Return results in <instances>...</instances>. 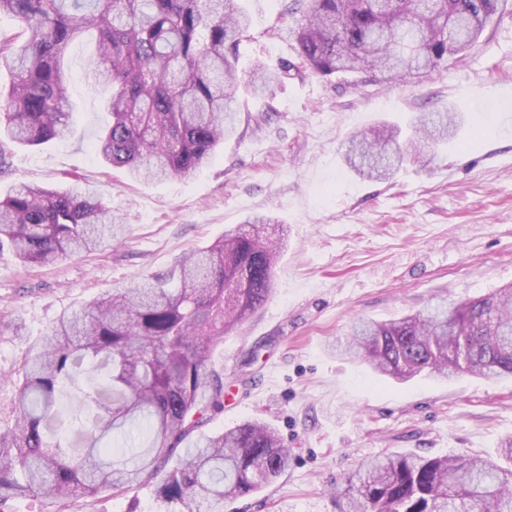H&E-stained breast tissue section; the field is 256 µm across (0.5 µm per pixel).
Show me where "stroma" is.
I'll return each instance as SVG.
<instances>
[{"label":"stroma","instance_id":"1","mask_svg":"<svg viewBox=\"0 0 512 512\" xmlns=\"http://www.w3.org/2000/svg\"><path fill=\"white\" fill-rule=\"evenodd\" d=\"M252 61L295 60L289 0H244ZM94 43L68 51L73 132L67 140L16 149L4 190L18 182L83 187L108 203L123 237L47 267L0 255V318L30 338L108 288H123L204 247L226 226L259 215L284 225L288 242L269 300L213 356L224 410L206 432L268 423L288 466L267 488L225 512H342L340 492L367 457L464 453L496 457L512 437V378L461 374L398 384L366 363L336 357L354 318L387 321L436 295L456 300L512 283V0L464 54L407 83L364 74L291 78L265 101L243 95L235 138L194 176L139 183L96 155L109 91L91 85ZM454 108L456 139L427 166L408 162L387 181L347 167L342 143L383 122L408 126L416 113ZM24 347L0 335V424ZM155 486L102 496L86 512H154Z\"/></svg>","mask_w":512,"mask_h":512}]
</instances>
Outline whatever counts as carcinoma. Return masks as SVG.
Segmentation results:
<instances>
[{
  "mask_svg": "<svg viewBox=\"0 0 512 512\" xmlns=\"http://www.w3.org/2000/svg\"><path fill=\"white\" fill-rule=\"evenodd\" d=\"M243 0H0L18 30L0 37V177L19 145L67 136L70 45L95 42L96 84L112 86L109 121L95 151L132 177L194 175L237 129L238 92L271 98L284 79L366 73L408 81L468 50L499 0H292L301 14L296 60L260 61L241 84L238 46L251 19ZM457 128L452 112H424L400 145L398 128L353 134L352 168L386 179L425 158ZM256 216L167 269L101 293L64 313L24 352L11 423L0 428V512L17 498L74 505L104 492L156 482L155 512H224L280 476L288 449L260 422L202 432L224 409L212 357L224 336L272 293L284 239ZM112 209L73 183L14 185L0 193V252L49 265L117 238ZM344 353L398 381L421 373L512 376V284L464 301L438 299L389 322H352ZM81 414L61 433L62 389L92 371ZM348 512H512V467L466 454L396 453L361 463L348 477Z\"/></svg>",
  "mask_w": 512,
  "mask_h": 512,
  "instance_id": "cac0c4a2",
  "label": "carcinoma"
}]
</instances>
